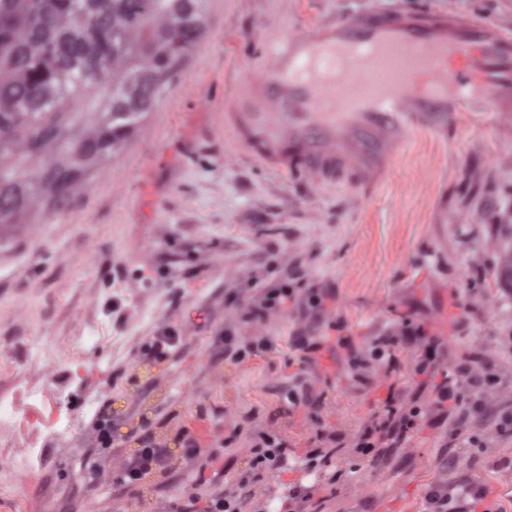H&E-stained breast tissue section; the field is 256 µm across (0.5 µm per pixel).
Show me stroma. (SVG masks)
Returning a JSON list of instances; mask_svg holds the SVG:
<instances>
[{
  "instance_id": "35a3bbf8",
  "label": "stroma",
  "mask_w": 512,
  "mask_h": 512,
  "mask_svg": "<svg viewBox=\"0 0 512 512\" xmlns=\"http://www.w3.org/2000/svg\"><path fill=\"white\" fill-rule=\"evenodd\" d=\"M431 9L512 33V0H208L205 35L177 85L138 124L126 148L89 180L61 215L6 229L0 240V397L41 387L65 400L57 427L19 455L0 435V512H159L188 492L202 496L236 482L260 428L288 441L283 468L254 484L264 512H286L293 486L314 487L319 512H426L438 459L455 468L457 492L485 487L494 512H512V436L477 448L451 423L420 420L409 447L372 470L346 442L381 409L389 387L430 402L413 371L415 344L397 369L365 386L342 357L323 353L315 390L319 415L285 410L281 391L301 366L291 347L293 308L261 325L242 321L229 302L237 288L260 293L298 273L297 296L315 291L327 310L322 335L358 348L407 325L441 337L449 359L478 357L499 373V412H512V288L497 277L498 252L512 232V117L463 112L447 132H406L386 179L353 200L345 182L316 183L265 166L224 128V101L255 75L267 45L357 10ZM183 338L164 361L139 348L160 327ZM98 329L95 346L80 336ZM235 343L266 337L269 348L233 364ZM52 361L39 368L24 350L32 339ZM109 406L118 446L97 448L88 431ZM152 430L171 467L133 490L88 485ZM201 440L218 430V462H187L182 428ZM338 446L326 466L308 470L317 431ZM38 471L37 495L24 489ZM204 483H197V475Z\"/></svg>"
}]
</instances>
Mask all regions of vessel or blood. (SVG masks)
<instances>
[{"mask_svg": "<svg viewBox=\"0 0 512 512\" xmlns=\"http://www.w3.org/2000/svg\"><path fill=\"white\" fill-rule=\"evenodd\" d=\"M512 110V34L433 11H361L270 44L229 116L264 162L362 191L388 175L410 126Z\"/></svg>", "mask_w": 512, "mask_h": 512, "instance_id": "vessel-or-blood-1", "label": "vessel or blood"}]
</instances>
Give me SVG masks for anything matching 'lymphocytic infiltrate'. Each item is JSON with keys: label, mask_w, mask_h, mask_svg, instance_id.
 <instances>
[{"label": "lymphocytic infiltrate", "mask_w": 512, "mask_h": 512, "mask_svg": "<svg viewBox=\"0 0 512 512\" xmlns=\"http://www.w3.org/2000/svg\"><path fill=\"white\" fill-rule=\"evenodd\" d=\"M291 299L292 290L283 283L268 289L260 297L240 299L236 310L245 320L259 323L271 313L281 311ZM325 310L324 301L316 295L310 296L306 306L296 310L300 326L292 343L303 367L317 365V355L326 343L319 331ZM404 338L416 342L420 348L421 356L415 365L416 374L427 376L435 382L431 410L437 418L455 416L459 427L463 429L474 423L490 422L495 432L512 431L511 414L495 415L485 403L471 400L465 393L469 387L484 391L491 389L497 382L493 368L488 365H460L442 369L439 353L442 340L427 335L424 330H405L400 339L393 336L379 337L371 352H350L349 361L355 368L369 367L381 361L385 354L397 349ZM383 407V414L367 424L353 441L354 448L372 467L386 465L393 450L407 446L422 412L421 407L405 402L393 390L389 391ZM136 441L138 446L134 452L125 455L108 473L110 484L124 489L133 487L156 471L167 468L170 451L166 444L157 441L146 430L137 436ZM250 453L251 473L243 475L234 485L224 487L205 498L194 493L183 495L169 505L167 512H243L245 504L254 496V470L280 468L286 461V443L278 431L263 430L257 433Z\"/></svg>", "instance_id": "lymphocytic-infiltrate-1"}]
</instances>
